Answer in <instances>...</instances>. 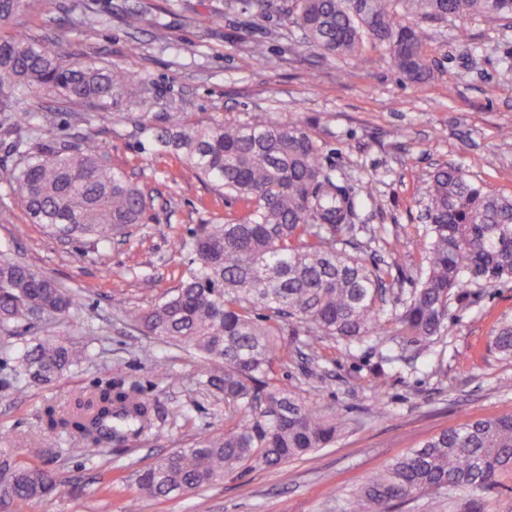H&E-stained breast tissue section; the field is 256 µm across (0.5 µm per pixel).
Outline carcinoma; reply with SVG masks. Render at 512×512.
<instances>
[{
  "label": "carcinoma",
  "mask_w": 512,
  "mask_h": 512,
  "mask_svg": "<svg viewBox=\"0 0 512 512\" xmlns=\"http://www.w3.org/2000/svg\"><path fill=\"white\" fill-rule=\"evenodd\" d=\"M227 11L248 9L290 19L303 42L326 55L357 58L370 45L388 54L407 80L422 83L431 69L420 24L448 17L512 22V0H222ZM31 0H0V29L26 13ZM62 35L41 41L23 30L0 36V125L23 165L3 174L35 224L52 234L91 235L109 242L145 224L150 204L143 188L88 133L62 144L53 112H25L20 95L34 93L107 110L120 99L137 102L150 83L117 69L78 63ZM148 121L155 151L181 163V176L215 183L240 202L235 223L199 224L174 240L187 276L163 302L130 318L159 340L195 350L219 370L208 385L224 391L242 413L232 428L177 448L139 475L155 499L207 487L243 466L277 468L336 442L343 415L302 397L276 376L283 338L318 356L310 337L349 343L375 338L405 359V347H431L448 322V301L474 281H512V195L491 193L455 166H441L427 190L424 270L409 296L387 300L391 268L363 257L358 211L370 185L340 182L324 163L306 123L211 118ZM354 252H349L348 248ZM77 309L73 294L18 262L0 261V326H33L38 318L65 319ZM269 310L275 319H262ZM512 355V327L493 336ZM87 357L64 340L20 351V372L52 382ZM47 427L83 450L123 442L150 427L151 406L124 391L101 389L72 407L49 406ZM512 472V414L465 421L368 475L355 494L358 512H393L396 503L431 489L473 495L470 512H484L479 496ZM0 490L15 512L60 486L51 472L26 461L0 459Z\"/></svg>",
  "instance_id": "cac0c4a2"
}]
</instances>
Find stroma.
Segmentation results:
<instances>
[{"mask_svg":"<svg viewBox=\"0 0 512 512\" xmlns=\"http://www.w3.org/2000/svg\"><path fill=\"white\" fill-rule=\"evenodd\" d=\"M220 7V0H34L17 19L42 40L66 35L75 61L144 76L154 89L145 108L122 100L93 110L91 122L113 166L148 194L153 223L129 227L107 244L89 236L61 239L32 223L17 193L0 182V202L12 213L10 223L0 224V258L41 272L79 299L66 319L27 331L0 327V455L39 465L61 482L28 512H126L133 498L138 512H350L357 485L398 454L465 420L512 414V358L489 347L498 328L512 325V282L473 285L451 301L447 327L430 351L407 357L381 392L373 383L375 342L325 337L314 361L286 344L277 368L282 382L343 410L348 423L313 459L275 470L240 468L165 501L141 495V470L240 416L228 412L221 392L204 386L211 363L145 335L127 314L150 310L179 286L186 264L174 251L176 237L243 214L213 183L181 181L175 162L141 132L144 115L310 121L337 175L370 183L361 221L378 239L369 251L391 264L394 289L405 294L420 277L423 199L435 169L456 165L485 190L512 193V138L501 135L512 127V26L485 18L423 24L432 74L410 84L382 51L343 59L304 47L300 31L280 15L228 13L212 27L199 24L200 15ZM87 8L106 24L71 25L72 14ZM132 9L143 14L140 28L123 21ZM258 47L268 67L256 63ZM59 338L87 347L88 359L47 384L20 381V349ZM108 386L156 404L151 435L68 452L64 437L47 429L44 407ZM107 482L108 495L101 491ZM469 498L432 490L394 512H467Z\"/></svg>","mask_w":512,"mask_h":512,"instance_id":"1","label":"stroma"}]
</instances>
